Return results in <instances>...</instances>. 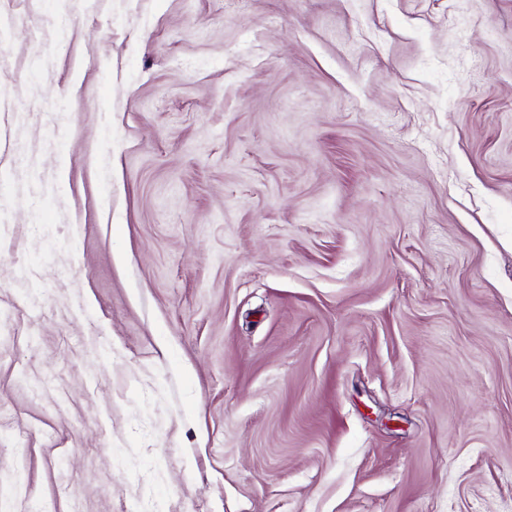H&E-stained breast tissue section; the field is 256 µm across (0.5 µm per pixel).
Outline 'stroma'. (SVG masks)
Returning <instances> with one entry per match:
<instances>
[{"label":"stroma","instance_id":"35a3bbf8","mask_svg":"<svg viewBox=\"0 0 512 512\" xmlns=\"http://www.w3.org/2000/svg\"><path fill=\"white\" fill-rule=\"evenodd\" d=\"M512 512V0H0V512Z\"/></svg>","mask_w":512,"mask_h":512}]
</instances>
